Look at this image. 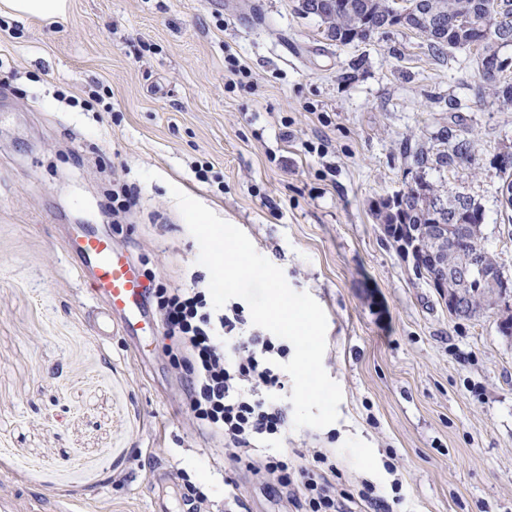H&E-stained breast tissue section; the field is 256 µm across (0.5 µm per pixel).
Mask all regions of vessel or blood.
<instances>
[{"mask_svg": "<svg viewBox=\"0 0 512 512\" xmlns=\"http://www.w3.org/2000/svg\"><path fill=\"white\" fill-rule=\"evenodd\" d=\"M71 250L82 276L89 279L92 294L101 302L92 324L96 336L108 338L116 326L131 336L155 333L148 292L120 245L88 231L73 240Z\"/></svg>", "mask_w": 512, "mask_h": 512, "instance_id": "1", "label": "vessel or blood"}]
</instances>
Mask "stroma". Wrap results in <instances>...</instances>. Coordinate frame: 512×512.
I'll list each match as a JSON object with an SVG mask.
<instances>
[{"label": "stroma", "mask_w": 512, "mask_h": 512, "mask_svg": "<svg viewBox=\"0 0 512 512\" xmlns=\"http://www.w3.org/2000/svg\"><path fill=\"white\" fill-rule=\"evenodd\" d=\"M297 6L70 0L62 22L0 16V512H186L192 484L226 512L232 476L250 512H289L230 456L212 464L170 340L141 352L91 333L97 301L68 247L80 227L119 243L147 286L207 276L175 186L326 313L338 419L289 430V447L331 448L348 485L400 481L393 512H512V338L498 311L450 313L374 214L412 183L407 148L466 141L469 162L428 178L481 206L512 276L498 196L512 105L486 91L476 52L436 56L403 28L339 44ZM98 86L111 111L79 107ZM121 184L137 204L116 223Z\"/></svg>", "instance_id": "1"}]
</instances>
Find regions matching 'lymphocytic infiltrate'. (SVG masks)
Segmentation results:
<instances>
[{"label": "lymphocytic infiltrate", "instance_id": "lymphocytic-infiltrate-1", "mask_svg": "<svg viewBox=\"0 0 512 512\" xmlns=\"http://www.w3.org/2000/svg\"><path fill=\"white\" fill-rule=\"evenodd\" d=\"M166 339L182 357L183 393L193 423L223 438L239 470L273 478L292 512H351L367 502L378 512L390 506L376 486L337 489L336 459L326 450L289 466L282 449L288 431V379L281 368L288 347L254 327L244 305L228 301L214 308L202 283L157 293Z\"/></svg>", "mask_w": 512, "mask_h": 512}]
</instances>
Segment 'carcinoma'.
Segmentation results:
<instances>
[{"label":"carcinoma","instance_id":"cac0c4a2","mask_svg":"<svg viewBox=\"0 0 512 512\" xmlns=\"http://www.w3.org/2000/svg\"><path fill=\"white\" fill-rule=\"evenodd\" d=\"M330 6L322 22L328 39L340 44L365 41L378 18L387 11L390 0H328ZM431 21L422 26L428 48L437 54L446 50H461L484 36L487 29L512 39V0H429ZM411 163L417 169L414 182L394 198L376 205L375 215L386 225L384 234L396 239L397 230L411 228L415 233L429 230L435 224H461L464 232L456 239L436 243L438 259L453 269L473 255L483 259L486 268L503 276L505 272L496 255L487 247L484 236V214L475 201L463 194L448 196L427 179V170L434 165L446 167L455 162H468L466 143L461 141L453 155L442 151L431 155L420 146L409 151ZM441 197L445 209H434L433 198Z\"/></svg>","mask_w":512,"mask_h":512}]
</instances>
